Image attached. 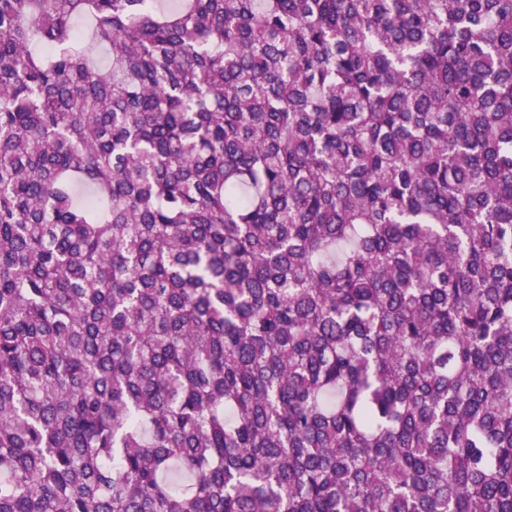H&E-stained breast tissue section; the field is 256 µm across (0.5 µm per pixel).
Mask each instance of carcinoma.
<instances>
[{
    "label": "carcinoma",
    "mask_w": 512,
    "mask_h": 512,
    "mask_svg": "<svg viewBox=\"0 0 512 512\" xmlns=\"http://www.w3.org/2000/svg\"><path fill=\"white\" fill-rule=\"evenodd\" d=\"M175 2L0 0V512H512V0Z\"/></svg>",
    "instance_id": "cac0c4a2"
}]
</instances>
